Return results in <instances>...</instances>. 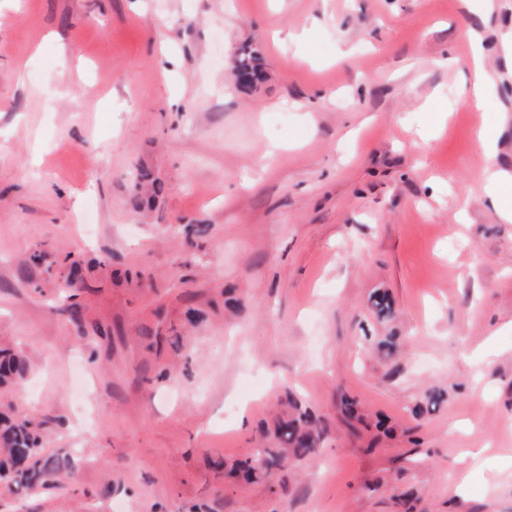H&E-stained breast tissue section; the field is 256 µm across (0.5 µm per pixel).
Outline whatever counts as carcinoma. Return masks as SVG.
Returning a JSON list of instances; mask_svg holds the SVG:
<instances>
[{
    "mask_svg": "<svg viewBox=\"0 0 512 512\" xmlns=\"http://www.w3.org/2000/svg\"><path fill=\"white\" fill-rule=\"evenodd\" d=\"M236 71L246 76L242 83L251 87L261 74L260 57L246 45L236 60ZM28 371L26 356L21 350L0 349V386H9L23 380ZM272 436L273 448H256L253 457L235 463L229 469L233 478L251 482L257 473H269L284 469L295 463L312 458L323 442V434L317 418L309 411H295L276 419ZM0 478L8 480L14 487L33 491L53 480L64 481L67 474L50 466L40 458L38 437L32 423L24 417L0 412Z\"/></svg>",
    "mask_w": 512,
    "mask_h": 512,
    "instance_id": "carcinoma-1",
    "label": "carcinoma"
}]
</instances>
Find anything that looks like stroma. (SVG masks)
I'll use <instances>...</instances> for the list:
<instances>
[{"mask_svg":"<svg viewBox=\"0 0 512 512\" xmlns=\"http://www.w3.org/2000/svg\"><path fill=\"white\" fill-rule=\"evenodd\" d=\"M511 32L512 0H0V346L29 361L0 406L70 474L0 512H512V223L480 177L512 170ZM291 398L323 448L225 481ZM471 74L469 84V99L476 107H483L487 90L491 84V76L487 69L482 40L476 34H471ZM235 67L239 75L244 74L246 76V81L241 84L244 87L253 86L261 74L260 57L256 51L248 45L241 48ZM502 123L503 117H498L492 125H483L475 132L476 140L482 146L484 151L489 155L496 152L497 141Z\"/></svg>","mask_w":512,"mask_h":512,"instance_id":"35a3bbf8","label":"stroma"}]
</instances>
